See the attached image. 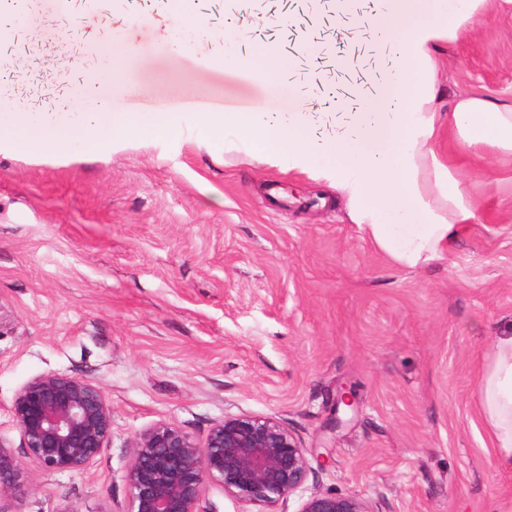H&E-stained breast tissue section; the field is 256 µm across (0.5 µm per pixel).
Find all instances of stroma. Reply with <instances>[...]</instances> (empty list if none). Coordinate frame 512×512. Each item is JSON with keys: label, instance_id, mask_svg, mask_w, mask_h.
Wrapping results in <instances>:
<instances>
[{"label": "stroma", "instance_id": "1", "mask_svg": "<svg viewBox=\"0 0 512 512\" xmlns=\"http://www.w3.org/2000/svg\"><path fill=\"white\" fill-rule=\"evenodd\" d=\"M308 38L341 56L287 47L274 75L234 58L235 19L214 4L171 14L110 0H28L10 21L0 113L47 112L74 66L68 111L104 102H268L276 112L382 109L383 21L354 9ZM132 50L134 78L122 54ZM451 91L512 97V5L439 55ZM116 138L99 150L31 155L0 136V436L21 449L19 389L54 372L91 380L112 430L87 470L35 471L37 488L0 512H125L130 443L159 421L205 439L227 416L281 421L308 450L307 490L362 494L376 512H512L478 379L490 339L512 327V162L495 182L471 158L485 200L452 256L421 270L378 253L344 219L335 189L199 140ZM356 407L333 427L336 400Z\"/></svg>", "mask_w": 512, "mask_h": 512}]
</instances>
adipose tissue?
I'll use <instances>...</instances> for the list:
<instances>
[{"label": "adipose tissue", "mask_w": 512, "mask_h": 512, "mask_svg": "<svg viewBox=\"0 0 512 512\" xmlns=\"http://www.w3.org/2000/svg\"><path fill=\"white\" fill-rule=\"evenodd\" d=\"M498 0H384L394 34L388 45L396 74L387 95L392 112H356L346 138L322 139L306 113L270 112L257 102L242 111L199 112L198 136L231 133L249 157L287 164L336 188L345 218L394 265L421 269L445 260L479 221L481 201L449 164L447 153L479 160L512 156V100L452 94L438 111L437 49L478 32ZM178 112H4L0 133L41 155L98 149L113 136L179 134ZM480 413L499 468L512 471V328L494 336L479 379Z\"/></svg>", "instance_id": "1"}]
</instances>
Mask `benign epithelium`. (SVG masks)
<instances>
[{"instance_id": "7a95c632", "label": "benign epithelium", "mask_w": 512, "mask_h": 512, "mask_svg": "<svg viewBox=\"0 0 512 512\" xmlns=\"http://www.w3.org/2000/svg\"><path fill=\"white\" fill-rule=\"evenodd\" d=\"M13 423L25 457L45 472L90 468L111 434L112 407L100 387L80 377L38 375L16 393ZM307 449L279 420L227 416L200 441L159 421L130 445L125 472L127 512H203L207 487L273 512L296 497L297 512H375L362 495L306 492ZM36 489L34 473L0 437V501Z\"/></svg>"}]
</instances>
